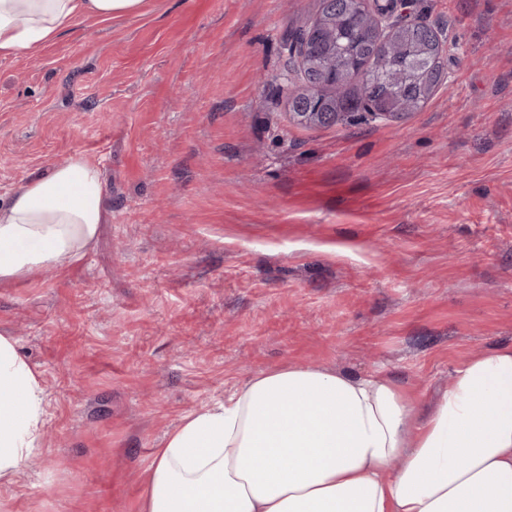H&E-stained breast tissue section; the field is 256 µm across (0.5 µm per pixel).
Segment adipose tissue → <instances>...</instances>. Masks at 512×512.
I'll use <instances>...</instances> for the list:
<instances>
[{"mask_svg": "<svg viewBox=\"0 0 512 512\" xmlns=\"http://www.w3.org/2000/svg\"><path fill=\"white\" fill-rule=\"evenodd\" d=\"M143 0H0V57ZM104 221L98 166L75 154L0 203V283L82 258ZM392 379L290 364L185 417L139 512H512V347L478 354L421 422ZM40 378L0 336V481L40 445Z\"/></svg>", "mask_w": 512, "mask_h": 512, "instance_id": "1", "label": "adipose tissue"}]
</instances>
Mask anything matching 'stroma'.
I'll return each instance as SVG.
<instances>
[{
  "mask_svg": "<svg viewBox=\"0 0 512 512\" xmlns=\"http://www.w3.org/2000/svg\"><path fill=\"white\" fill-rule=\"evenodd\" d=\"M318 5L144 0L0 58V200L80 152L106 212L66 270L0 286L48 413L0 512H137L167 436L268 370L382 374L421 419L512 346V0H413L450 86L306 127L277 78Z\"/></svg>",
  "mask_w": 512,
  "mask_h": 512,
  "instance_id": "obj_1",
  "label": "stroma"
}]
</instances>
